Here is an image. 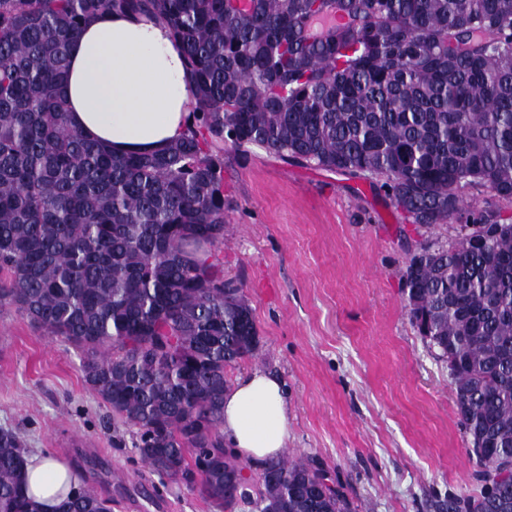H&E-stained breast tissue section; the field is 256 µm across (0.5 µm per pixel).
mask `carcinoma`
Returning <instances> with one entry per match:
<instances>
[{"label":"carcinoma","mask_w":512,"mask_h":512,"mask_svg":"<svg viewBox=\"0 0 512 512\" xmlns=\"http://www.w3.org/2000/svg\"><path fill=\"white\" fill-rule=\"evenodd\" d=\"M105 9L155 14L179 41L193 124L118 157L69 128V44ZM380 182L424 241L403 274L412 325L448 365L480 494L437 512H512V0H0V303L84 354L85 383L153 471L220 512L246 497L224 448L227 370L255 357L224 244V144ZM25 451L0 433V512H40ZM80 483L59 512H112ZM260 512H355L310 457L268 461Z\"/></svg>","instance_id":"carcinoma-1"}]
</instances>
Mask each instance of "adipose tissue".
<instances>
[{"instance_id":"ef3b65f1","label":"adipose tissue","mask_w":512,"mask_h":512,"mask_svg":"<svg viewBox=\"0 0 512 512\" xmlns=\"http://www.w3.org/2000/svg\"><path fill=\"white\" fill-rule=\"evenodd\" d=\"M68 123L113 154H157L193 122V90L185 57L166 22L107 10L90 18L70 45L65 83ZM282 382L255 370L224 392V440L254 467L279 455L288 441ZM27 494L53 512L71 490L70 466L51 455L26 457Z\"/></svg>"}]
</instances>
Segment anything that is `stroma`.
<instances>
[{
	"mask_svg": "<svg viewBox=\"0 0 512 512\" xmlns=\"http://www.w3.org/2000/svg\"><path fill=\"white\" fill-rule=\"evenodd\" d=\"M224 196L217 258L259 331L256 357L227 378L262 370L284 381L286 453L317 459L357 512H434L435 501L478 495L448 370L402 292L418 243L455 242L457 225L411 223L369 181L255 147H225ZM82 358L0 305V431L66 459L111 496L112 512H145L149 493L165 512H216L140 460L134 429L91 392Z\"/></svg>",
	"mask_w": 512,
	"mask_h": 512,
	"instance_id": "1",
	"label": "stroma"
}]
</instances>
